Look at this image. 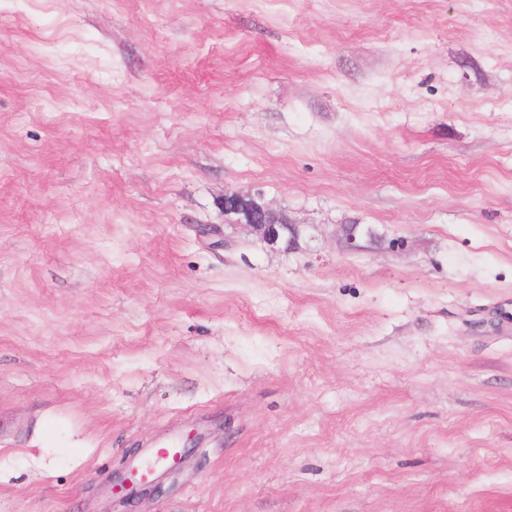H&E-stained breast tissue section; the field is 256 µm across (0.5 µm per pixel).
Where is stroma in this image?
I'll return each mask as SVG.
<instances>
[{"mask_svg": "<svg viewBox=\"0 0 512 512\" xmlns=\"http://www.w3.org/2000/svg\"><path fill=\"white\" fill-rule=\"evenodd\" d=\"M0 512H512V0H0ZM236 215L237 222L249 228L268 244H284L288 250L298 248L300 229L280 210L270 208L239 194L224 197V216ZM156 480L143 478L138 469L128 466L112 479V495L120 500L145 497L158 490Z\"/></svg>", "mask_w": 512, "mask_h": 512, "instance_id": "1", "label": "stroma"}]
</instances>
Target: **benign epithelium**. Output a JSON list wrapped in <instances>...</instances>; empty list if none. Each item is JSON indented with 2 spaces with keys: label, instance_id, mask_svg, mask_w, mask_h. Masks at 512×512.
<instances>
[{
  "label": "benign epithelium",
  "instance_id": "benign-epithelium-1",
  "mask_svg": "<svg viewBox=\"0 0 512 512\" xmlns=\"http://www.w3.org/2000/svg\"><path fill=\"white\" fill-rule=\"evenodd\" d=\"M224 215L237 216L238 223L248 227L268 244L282 243L288 250L298 248L299 225L291 222L280 210L234 193L224 195ZM158 488L156 480L142 477L139 470L130 466L112 479V495L120 500L142 498Z\"/></svg>",
  "mask_w": 512,
  "mask_h": 512
}]
</instances>
